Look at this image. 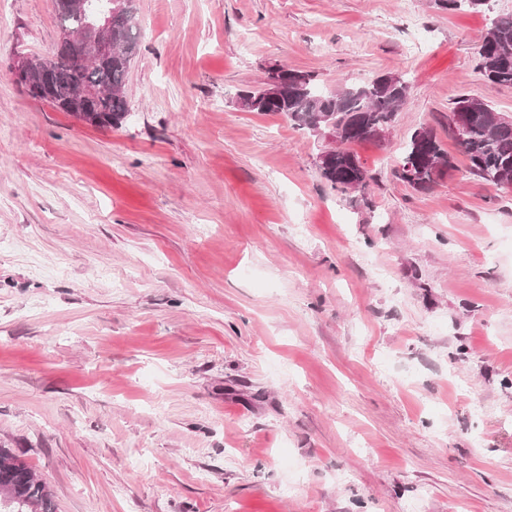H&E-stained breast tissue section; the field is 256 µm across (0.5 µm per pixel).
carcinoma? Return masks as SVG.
Masks as SVG:
<instances>
[{"label": "carcinoma", "instance_id": "carcinoma-1", "mask_svg": "<svg viewBox=\"0 0 512 512\" xmlns=\"http://www.w3.org/2000/svg\"><path fill=\"white\" fill-rule=\"evenodd\" d=\"M60 31L78 32L94 18V11L81 13L53 0ZM140 28L136 6L123 5L112 15V61L91 63L86 59H62L40 63L50 70L42 81L26 87L35 99L49 102L92 126L119 128L128 115L124 95L131 64L139 49ZM477 69L492 84L512 87V15L498 18L477 50ZM299 75L275 98L266 95V82L256 88L239 91L237 107L243 112H263L284 116L298 129L333 131L337 146L325 152L318 165L321 177L334 190L345 193L364 190L371 176L350 146L373 141V129L394 121L409 86L387 75L360 85H346L327 92L315 84L313 76L294 69L288 76ZM84 84L103 92L95 101L81 104L70 97L71 88ZM466 114L463 136L454 138L469 162V172L485 183L501 187L512 180V120L483 100L462 96L453 114ZM454 169L452 157L431 129L415 130L397 158L395 175L415 190H425ZM0 496L13 501L10 512H48L51 494L34 471L9 448L0 447Z\"/></svg>", "mask_w": 512, "mask_h": 512}]
</instances>
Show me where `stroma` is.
Returning <instances> with one entry per match:
<instances>
[{"mask_svg":"<svg viewBox=\"0 0 512 512\" xmlns=\"http://www.w3.org/2000/svg\"><path fill=\"white\" fill-rule=\"evenodd\" d=\"M512 0H138L121 127L31 98L52 0H0V445L54 512H512V187L456 99L512 117L475 49ZM278 63L410 85L371 180L236 108ZM434 129L454 170L393 174ZM459 112L466 114V125L460 117L453 124V137L459 150L469 162V172L485 183L512 185V119L498 112L483 100L462 96L453 108V118ZM464 131V132H463Z\"/></svg>","mask_w":512,"mask_h":512,"instance_id":"stroma-1","label":"stroma"}]
</instances>
